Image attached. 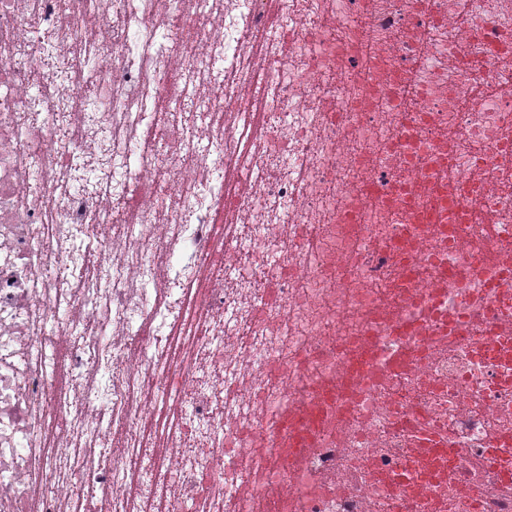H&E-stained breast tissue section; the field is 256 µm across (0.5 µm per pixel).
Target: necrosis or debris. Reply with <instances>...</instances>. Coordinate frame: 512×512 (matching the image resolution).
<instances>
[{"label": "necrosis or debris", "mask_w": 512, "mask_h": 512, "mask_svg": "<svg viewBox=\"0 0 512 512\" xmlns=\"http://www.w3.org/2000/svg\"><path fill=\"white\" fill-rule=\"evenodd\" d=\"M168 7L0 0V512H512L489 332L512 301L476 261L512 258V0H285V57L267 0H194L178 31ZM255 84L258 138L235 107ZM439 312L465 317L444 345ZM366 349L381 375L348 382ZM329 392L300 454L269 451L284 401ZM416 413L441 469L412 453Z\"/></svg>", "instance_id": "1"}]
</instances>
